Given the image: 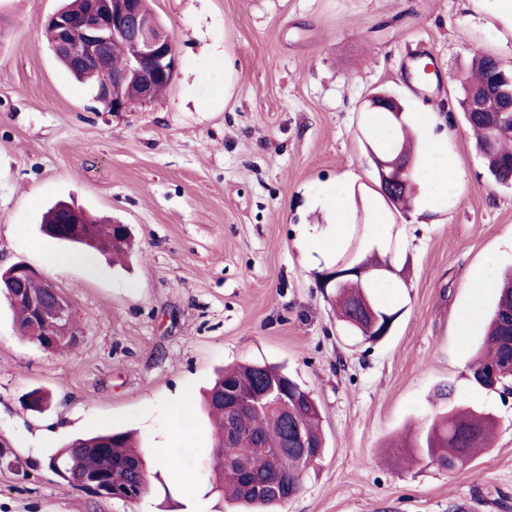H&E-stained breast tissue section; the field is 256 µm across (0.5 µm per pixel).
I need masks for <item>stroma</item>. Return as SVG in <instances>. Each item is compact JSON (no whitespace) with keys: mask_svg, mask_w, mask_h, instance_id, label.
Wrapping results in <instances>:
<instances>
[{"mask_svg":"<svg viewBox=\"0 0 512 512\" xmlns=\"http://www.w3.org/2000/svg\"><path fill=\"white\" fill-rule=\"evenodd\" d=\"M60 5L0 0V270L43 271L74 303L81 341L43 351L0 299V512H226L202 397L224 365L252 360L285 365L311 391L327 438L281 512H512V395L469 369L474 320L512 270V187L489 174L456 103L473 55L512 69V30L486 35L493 0H150L178 67L163 94L121 112L45 42ZM422 56L434 63L424 95L411 89ZM383 89L409 121L435 115L418 136L444 141L462 180L439 200L422 186L400 223L352 222L311 251L305 229L329 223L322 189L377 181L363 100ZM60 201L128 225L132 256L116 264L45 235ZM357 238L398 246L375 288L397 318L374 345L347 335L321 280ZM74 253L79 263L51 267ZM451 405L496 424L468 467L404 468L383 449ZM108 429L139 439L138 500L85 494L48 466L70 439Z\"/></svg>","mask_w":512,"mask_h":512,"instance_id":"obj_1","label":"stroma"}]
</instances>
